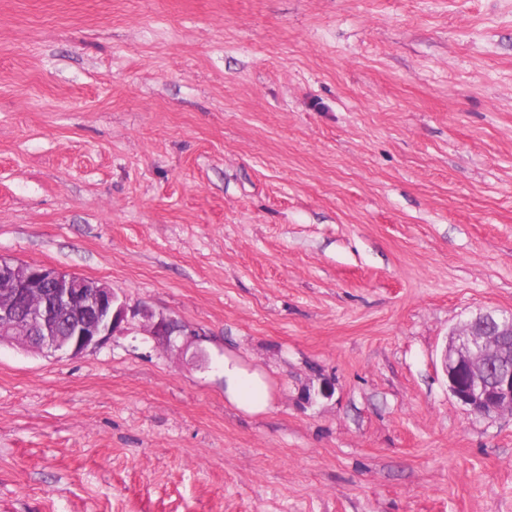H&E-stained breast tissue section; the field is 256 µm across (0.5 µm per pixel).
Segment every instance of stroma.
Masks as SVG:
<instances>
[{
	"instance_id": "stroma-1",
	"label": "stroma",
	"mask_w": 512,
	"mask_h": 512,
	"mask_svg": "<svg viewBox=\"0 0 512 512\" xmlns=\"http://www.w3.org/2000/svg\"><path fill=\"white\" fill-rule=\"evenodd\" d=\"M0 257L195 334L0 344V512H512L443 369L512 311V0H0ZM223 376L224 396L228 402L249 413L267 412L271 394L262 373L250 370L239 359L225 354Z\"/></svg>"
}]
</instances>
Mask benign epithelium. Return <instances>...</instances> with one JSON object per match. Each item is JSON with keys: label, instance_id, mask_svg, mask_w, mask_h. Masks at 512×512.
<instances>
[{"label": "benign epithelium", "instance_id": "1", "mask_svg": "<svg viewBox=\"0 0 512 512\" xmlns=\"http://www.w3.org/2000/svg\"><path fill=\"white\" fill-rule=\"evenodd\" d=\"M0 343L72 356L92 352L138 315L149 334L171 347L185 335L170 317L132 308L109 284L42 264L0 258ZM448 390L470 412L512 414V312L486 310L455 328L443 358Z\"/></svg>", "mask_w": 512, "mask_h": 512}]
</instances>
